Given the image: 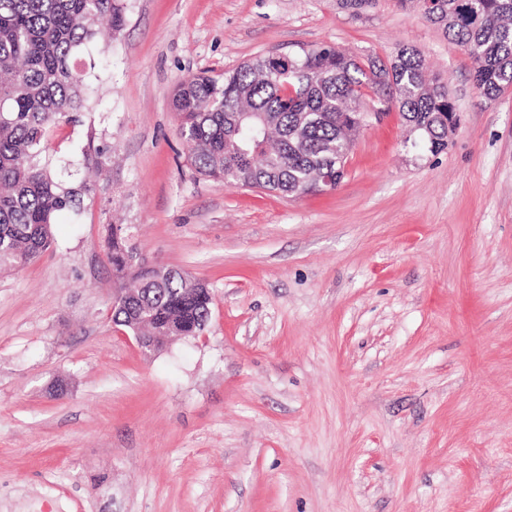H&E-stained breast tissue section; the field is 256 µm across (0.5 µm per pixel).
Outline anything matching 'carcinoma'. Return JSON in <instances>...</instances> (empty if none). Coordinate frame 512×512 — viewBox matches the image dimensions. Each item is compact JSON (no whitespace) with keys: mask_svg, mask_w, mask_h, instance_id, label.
<instances>
[{"mask_svg":"<svg viewBox=\"0 0 512 512\" xmlns=\"http://www.w3.org/2000/svg\"><path fill=\"white\" fill-rule=\"evenodd\" d=\"M473 61V82L493 98L512 84V0H401ZM127 0H0V269L46 251L81 190L62 185L46 153L49 130L87 112L91 71L81 58L124 28ZM394 104L431 152L448 144L456 105L422 53L403 47L362 59L333 46L258 57L224 74L196 75L174 95L178 131L196 172L228 186L300 196L343 177L363 98ZM112 271H134L112 318L145 336H198L211 315L202 283L163 266L134 269L125 236L112 234Z\"/></svg>","mask_w":512,"mask_h":512,"instance_id":"cac0c4a2","label":"carcinoma"}]
</instances>
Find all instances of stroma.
<instances>
[{"label": "stroma", "instance_id": "obj_1", "mask_svg": "<svg viewBox=\"0 0 512 512\" xmlns=\"http://www.w3.org/2000/svg\"><path fill=\"white\" fill-rule=\"evenodd\" d=\"M323 44L419 49L447 148L393 108L336 189L200 176L177 86ZM95 63L97 109L47 136L82 214L0 274V512H512V91L399 0H130ZM114 224L208 285L201 336L148 357L113 325Z\"/></svg>", "mask_w": 512, "mask_h": 512}]
</instances>
